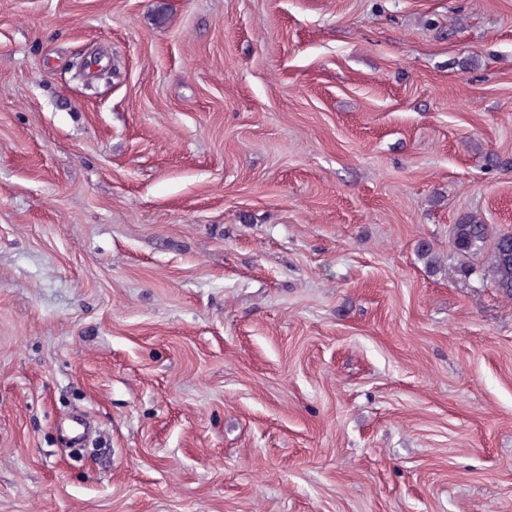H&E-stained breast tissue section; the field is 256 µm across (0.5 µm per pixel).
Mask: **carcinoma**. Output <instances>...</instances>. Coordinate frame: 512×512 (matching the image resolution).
I'll return each mask as SVG.
<instances>
[{"mask_svg":"<svg viewBox=\"0 0 512 512\" xmlns=\"http://www.w3.org/2000/svg\"><path fill=\"white\" fill-rule=\"evenodd\" d=\"M492 239L490 248V268L495 287L503 295L512 296V232L503 231L489 237L488 227L475 221H464L453 225L451 242L463 253L482 249L487 239Z\"/></svg>","mask_w":512,"mask_h":512,"instance_id":"cac0c4a2","label":"carcinoma"}]
</instances>
